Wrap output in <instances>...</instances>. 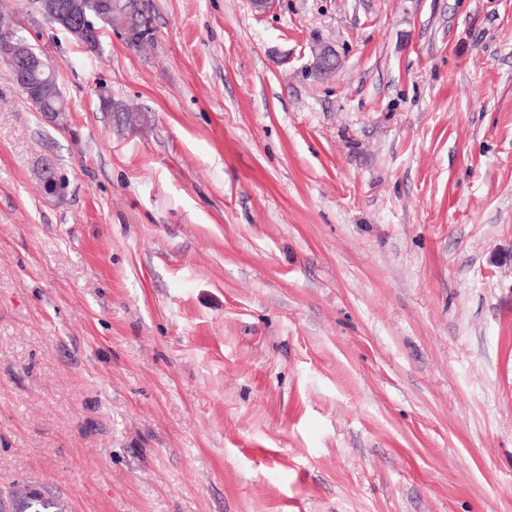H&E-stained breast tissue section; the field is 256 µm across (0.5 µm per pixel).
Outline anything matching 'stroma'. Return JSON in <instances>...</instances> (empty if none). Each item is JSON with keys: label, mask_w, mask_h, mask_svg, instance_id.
I'll return each instance as SVG.
<instances>
[{"label": "stroma", "mask_w": 512, "mask_h": 512, "mask_svg": "<svg viewBox=\"0 0 512 512\" xmlns=\"http://www.w3.org/2000/svg\"><path fill=\"white\" fill-rule=\"evenodd\" d=\"M140 3L0 0V505L512 512V0ZM81 0H48L46 6L49 18L54 21L56 29H59L70 36H76L86 31V35H95L97 47L99 45L100 31L93 27L92 22L82 15ZM100 0H84L86 12L93 21L98 20L108 26H122L133 34L129 45L142 46L149 38L151 19L140 7L138 0H109L108 10H101ZM32 49L38 55L41 54L35 47L32 46ZM40 56L29 52L28 43L20 34L19 27L13 19L0 17V61L11 66L15 84L32 103L39 101L40 97L36 94L46 91L47 88L34 87L30 82L31 75L37 71L54 70L50 63Z\"/></svg>", "instance_id": "35a3bbf8"}]
</instances>
